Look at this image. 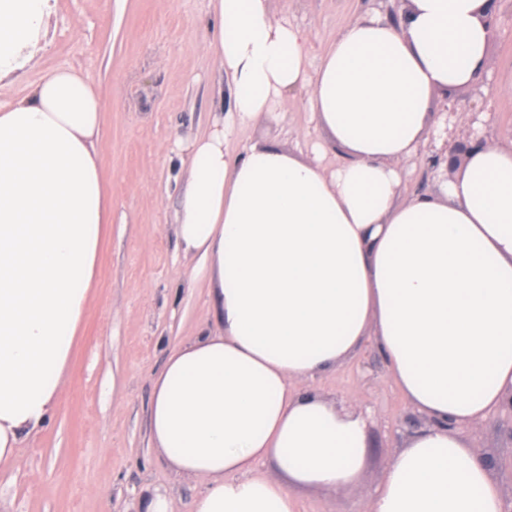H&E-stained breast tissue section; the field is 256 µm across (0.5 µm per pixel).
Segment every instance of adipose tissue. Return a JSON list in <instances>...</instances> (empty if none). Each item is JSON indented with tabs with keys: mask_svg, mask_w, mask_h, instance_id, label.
<instances>
[{
	"mask_svg": "<svg viewBox=\"0 0 512 512\" xmlns=\"http://www.w3.org/2000/svg\"><path fill=\"white\" fill-rule=\"evenodd\" d=\"M56 0H0V80L27 67ZM210 49L227 121L179 142L188 180L174 235L197 258L210 324L153 381L150 441L201 489L192 512H298L293 488L358 484L366 423L302 383L373 347L427 424L354 512H506L466 440L512 404V142L474 148L438 191L399 196L396 159L442 126L434 92L480 81L487 0H408L393 26L347 24L308 67L305 31L269 0H214ZM306 91L333 170L253 145L234 127ZM104 103L58 67L0 103V465L54 414L88 308L111 199ZM274 462L278 475L257 473Z\"/></svg>",
	"mask_w": 512,
	"mask_h": 512,
	"instance_id": "1",
	"label": "adipose tissue"
}]
</instances>
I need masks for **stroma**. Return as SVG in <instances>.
<instances>
[{
	"mask_svg": "<svg viewBox=\"0 0 512 512\" xmlns=\"http://www.w3.org/2000/svg\"><path fill=\"white\" fill-rule=\"evenodd\" d=\"M310 36L318 59L349 22L386 19L388 0H271ZM212 0H57L45 50L28 68L0 81V99L24 94L41 74L70 67L89 74L105 101L100 162L112 210L91 283L90 308L75 340L57 410L0 466V512H134L146 491L169 497L174 512H192L198 485L175 478L150 442L152 381L170 349L195 335L211 314L208 283L171 233L187 177L178 141L206 134L226 103L224 69L208 44ZM501 31L489 43L482 88L435 94L433 112L455 101L469 112L490 99L485 133L512 132V0H499ZM303 95L237 129L231 154L275 142L306 149ZM311 386L344 410L368 419L367 466L343 493L295 490L301 512H351L401 447L413 412L383 358L360 359L324 373ZM471 444L488 457L512 505V411L476 427Z\"/></svg>",
	"mask_w": 512,
	"mask_h": 512,
	"instance_id": "1",
	"label": "stroma"
}]
</instances>
